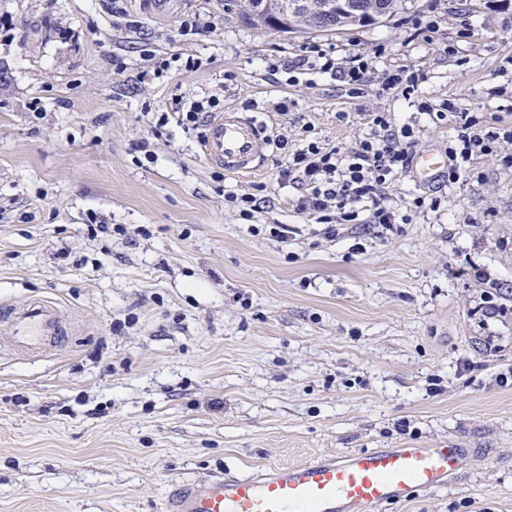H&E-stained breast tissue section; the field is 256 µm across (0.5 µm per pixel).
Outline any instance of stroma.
I'll return each instance as SVG.
<instances>
[{
	"mask_svg": "<svg viewBox=\"0 0 512 512\" xmlns=\"http://www.w3.org/2000/svg\"><path fill=\"white\" fill-rule=\"evenodd\" d=\"M123 7L0 0L16 26L0 41V300L53 301L68 323L37 356L0 345V512H161L182 477L448 439L474 451L451 486L380 512H512V166L473 157L438 211L380 239L324 237L278 182L302 126L344 151L364 112L447 153L450 126L379 85L404 65L420 96L512 126V0H412L335 34L252 28L224 0ZM194 13L214 29L190 41L178 21ZM315 42L375 53L363 96L311 71L271 79ZM152 53L172 65L140 82ZM211 95L267 125L256 171L210 164L203 130L157 127L175 98ZM260 185L271 203L252 220L224 199ZM93 218L125 232L90 238Z\"/></svg>",
	"mask_w": 512,
	"mask_h": 512,
	"instance_id": "1",
	"label": "stroma"
}]
</instances>
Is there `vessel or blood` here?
Here are the masks:
<instances>
[{
    "label": "vessel or blood",
    "instance_id": "vessel-or-blood-1",
    "mask_svg": "<svg viewBox=\"0 0 512 512\" xmlns=\"http://www.w3.org/2000/svg\"><path fill=\"white\" fill-rule=\"evenodd\" d=\"M270 144L262 121L227 112L209 123L202 150L209 163L227 172L250 173ZM447 169V157L436 152L414 154L409 167L416 183L426 186ZM66 332L64 317L51 301L34 298L21 307L0 303V334L18 350L42 353ZM471 454L448 440L318 457L252 475H220L203 486L180 479L168 492L163 512H378L383 505L447 488Z\"/></svg>",
    "mask_w": 512,
    "mask_h": 512
}]
</instances>
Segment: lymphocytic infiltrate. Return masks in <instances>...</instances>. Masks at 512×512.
<instances>
[{"mask_svg": "<svg viewBox=\"0 0 512 512\" xmlns=\"http://www.w3.org/2000/svg\"><path fill=\"white\" fill-rule=\"evenodd\" d=\"M296 69L312 70L338 77L354 93H362L369 62L355 56L336 60L321 45L310 44L295 64ZM424 76L419 71L398 69L385 72L383 90L400 91L404 97L415 98L417 110L433 121L453 120L454 134L448 142L450 166L444 180L456 184L465 175L476 155H502L512 164V127L483 120L474 113L447 100L436 104L420 97L419 86ZM220 106L219 98L209 96L193 101L175 100L171 113L161 114L159 125L176 121L187 129H198L208 114ZM370 127L366 137L347 151L326 148L312 137H305L302 148L288 155L279 171V180L292 183L300 191L296 207L315 223L324 225L327 237H335L340 224H369L387 229L405 224L411 214L440 207V197H414L408 213L402 214L388 204L389 191L409 168L416 144L412 126L395 125L386 112L366 113Z\"/></svg>", "mask_w": 512, "mask_h": 512, "instance_id": "f902f5d3", "label": "lymphocytic infiltrate"}]
</instances>
